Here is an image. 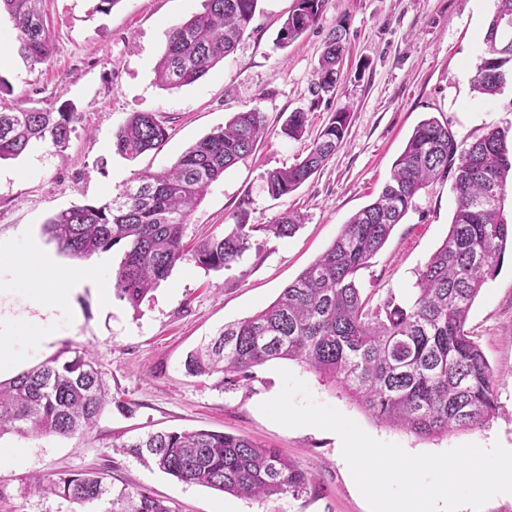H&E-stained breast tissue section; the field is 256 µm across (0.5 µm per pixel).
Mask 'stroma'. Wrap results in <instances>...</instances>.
Instances as JSON below:
<instances>
[{"label": "stroma", "instance_id": "35a3bbf8", "mask_svg": "<svg viewBox=\"0 0 512 512\" xmlns=\"http://www.w3.org/2000/svg\"><path fill=\"white\" fill-rule=\"evenodd\" d=\"M95 4L43 0L54 52L35 66L20 57L13 23L0 15V42L9 48L0 56V97L37 106L70 103L83 114L65 152L38 143L19 158L0 162V242L15 257L34 248L59 268L92 274L71 293L69 313L50 323L31 306L38 274L16 281L10 265L0 266V278L13 282L0 294V314L13 321L21 355L0 380L54 356L81 352L97 364L113 398L89 432L0 437V448L18 451L11 466L0 467V512H79L65 498L36 491L32 481L98 469L107 472L113 490L148 488L170 501L175 512H370L335 433L287 428L260 411V403L282 388L281 366L304 381L316 401L409 453L443 452L465 443L512 448L511 255L475 299L466 324L498 378L499 409L485 429L417 438L374 422L292 361L256 368L254 380L243 387L226 385L217 375L189 376L183 366L190 351L224 324L268 306L331 246L342 225L388 181L421 121L434 117L447 123L462 148L492 128L512 133V85L483 99L469 79L483 54L494 0H324L317 24L285 47L277 36L293 0H259L236 50L195 84L175 90L160 88L154 70L169 29L202 11L204 0H119L106 14L95 12ZM340 25L346 29L340 84L334 98L319 100L312 94L319 58L328 35ZM342 107L350 123L336 154L295 192L271 198L263 189L264 174L303 156L304 141L282 132L290 112H307L313 138ZM251 108L264 114L268 134L251 156L210 187L190 216L184 242L191 246L223 235L242 207L259 227L276 223L284 211L299 212L303 223L291 237L259 230L243 257L220 271L183 261L134 309L113 290L125 244L77 260L44 234L53 214L75 204L105 202L134 173L169 168L235 112ZM133 112L156 114L169 138L161 150L130 161L116 153L114 134ZM455 207L450 180L422 191L359 271L362 294L375 301L390 294L407 301L418 270L446 237ZM124 402L133 403V412L121 410ZM191 429L224 431L281 449L324 493L259 503L180 482L113 449L150 432Z\"/></svg>", "mask_w": 512, "mask_h": 512}]
</instances>
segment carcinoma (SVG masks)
I'll list each match as a JSON object with an SVG mask.
<instances>
[{
	"label": "carcinoma",
	"mask_w": 512,
	"mask_h": 512,
	"mask_svg": "<svg viewBox=\"0 0 512 512\" xmlns=\"http://www.w3.org/2000/svg\"><path fill=\"white\" fill-rule=\"evenodd\" d=\"M42 0H0L16 30L18 53L42 64L53 41ZM258 0H206L203 11L175 25L155 69L166 90L190 86L234 51L251 24ZM323 0H295L278 32L282 47L319 19ZM486 49L472 78L477 93L493 97L512 82V0H496L484 37ZM344 33L329 35L316 71V99L333 97L339 84ZM350 113L336 109L298 163L269 171V196L296 191L343 144ZM82 114L72 107L0 105V161L16 159L39 140L66 148ZM308 116L290 113L282 132L300 140ZM265 135L261 113H236L224 127L187 148L167 170L143 171L105 202L75 205L43 225L59 251L80 259L125 242L115 274L120 299L137 308L186 257L206 270L237 262L252 233L290 237L302 223L295 211L275 224H250L240 208L222 236L186 250L189 217L224 172L253 152ZM167 139L152 112H133L116 134L117 154L134 160L158 150ZM512 176V142L491 129L459 149L448 125L422 121L392 165L378 196L342 225L332 245L263 310L224 329L187 356L194 376L222 375L226 385H245L255 368L269 361H296L346 394L371 418L422 439L489 424L498 411L496 379L480 347L466 330L481 288L496 276L512 225L503 215ZM452 178L456 208L442 244L418 271L415 296L405 305L388 295L372 305L362 296L358 272L387 242L394 226L413 207L420 191ZM110 402L96 363L76 353L0 381V436H63L95 426ZM146 467H156L186 484L269 502L323 492L308 474L277 448L243 436L205 429L149 433L113 445ZM40 490L80 508L111 498L110 512H175L145 488L111 491L100 471L34 479Z\"/></svg>",
	"instance_id": "obj_1"
}]
</instances>
